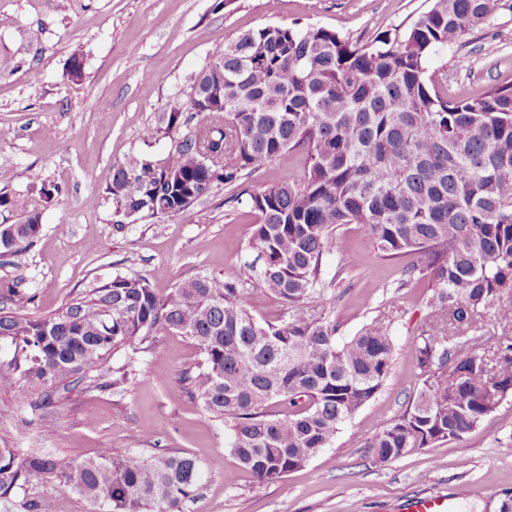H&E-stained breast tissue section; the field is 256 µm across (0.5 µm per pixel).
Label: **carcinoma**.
Wrapping results in <instances>:
<instances>
[{"label": "carcinoma", "mask_w": 512, "mask_h": 512, "mask_svg": "<svg viewBox=\"0 0 512 512\" xmlns=\"http://www.w3.org/2000/svg\"><path fill=\"white\" fill-rule=\"evenodd\" d=\"M502 0H433L408 31H384L360 44L323 28L269 26L241 34L175 94L165 133L182 114L202 112L166 157L114 168L105 199L113 223L141 215L173 217L219 184L233 185L269 165L277 177L240 205L257 212L252 240L263 257L259 287L198 276L160 296L140 277L117 273L55 312H28L20 279L0 282V388L38 410L66 381L108 390L103 365L136 352L150 333L174 330L199 348L188 375L204 410L224 423L225 445L260 483H274L330 447L342 425L380 391L394 365L385 320L336 340L322 258L337 229L355 224L378 257L417 254L397 287L427 283L425 304L458 324L493 310L512 316V84L448 98L443 73H427L437 49L480 31ZM0 207L22 212L0 224V257L28 249L41 211L19 197ZM286 307L261 324V298ZM423 388L367 447L385 466L479 429L512 394V344L495 362L475 338L425 331L415 345ZM204 467L185 453L140 459L107 452L75 461L45 448H0V499L47 476L105 512H182Z\"/></svg>", "instance_id": "cac0c4a2"}]
</instances>
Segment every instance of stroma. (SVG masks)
Returning a JSON list of instances; mask_svg holds the SVG:
<instances>
[{
  "label": "stroma",
  "instance_id": "1",
  "mask_svg": "<svg viewBox=\"0 0 512 512\" xmlns=\"http://www.w3.org/2000/svg\"><path fill=\"white\" fill-rule=\"evenodd\" d=\"M432 0H0V194L37 204L42 231L24 253L0 262V281L22 279L33 294L30 311L46 315L96 281L122 273L147 280L158 294L196 276L229 281L260 271L251 244L254 213L233 203L258 191L267 168L230 187L217 186L188 212L142 216L117 225L102 194L114 167L134 157L160 158L176 137L147 140L174 93L242 32L293 24L323 27L366 42L387 30H408ZM83 78L67 75L73 53ZM428 70L444 71L449 97L491 84L512 83V10L504 9L470 44L438 49ZM61 189L43 203L42 185ZM98 207H87L91 196ZM326 254V278L343 273L351 288L332 317L337 340L382 317L389 322L395 366L381 392L341 428L320 456L277 483L262 484L240 469L224 444V425L207 414L186 370L200 361L197 346L179 333L156 330L138 354L136 375L99 391L59 386L53 403L32 415L0 389V448H52L83 461L103 450L149 456L152 449L185 452L205 465L194 499L183 512H406L419 496L445 497L466 484L458 512H499L512 496V396L484 425L461 438L417 448L389 465L374 464L368 440L401 414L422 389L414 346L432 321L424 285L398 288L404 263L383 260L358 227L338 230ZM97 512V505L49 479L0 502V512Z\"/></svg>",
  "mask_w": 512,
  "mask_h": 512
}]
</instances>
